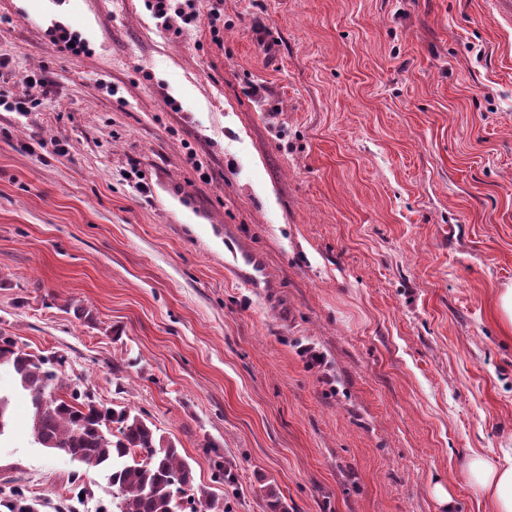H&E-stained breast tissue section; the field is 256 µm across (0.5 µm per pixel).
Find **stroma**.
Masks as SVG:
<instances>
[{
	"label": "stroma",
	"mask_w": 512,
	"mask_h": 512,
	"mask_svg": "<svg viewBox=\"0 0 512 512\" xmlns=\"http://www.w3.org/2000/svg\"><path fill=\"white\" fill-rule=\"evenodd\" d=\"M46 3L0 0V90L48 80L0 111V334L144 411L213 512H445L439 484L487 512L466 463L512 453V24L491 0H223L219 36H177L144 0H72L76 57ZM227 226L266 285L226 276ZM11 416L0 487L111 507L25 393ZM43 104V98L25 96L14 98L6 91H0V108L5 112H33Z\"/></svg>",
	"instance_id": "35a3bbf8"
}]
</instances>
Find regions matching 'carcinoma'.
Returning a JSON list of instances; mask_svg holds the SVG:
<instances>
[{
	"label": "carcinoma",
	"mask_w": 512,
	"mask_h": 512,
	"mask_svg": "<svg viewBox=\"0 0 512 512\" xmlns=\"http://www.w3.org/2000/svg\"><path fill=\"white\" fill-rule=\"evenodd\" d=\"M32 404V430L44 448L104 474L117 512H203L211 494L195 484L193 469L175 444L143 413L115 409L64 380L67 357L35 354L0 334V363ZM0 512H39L19 485L0 488Z\"/></svg>",
	"instance_id": "cac0c4a2"
}]
</instances>
